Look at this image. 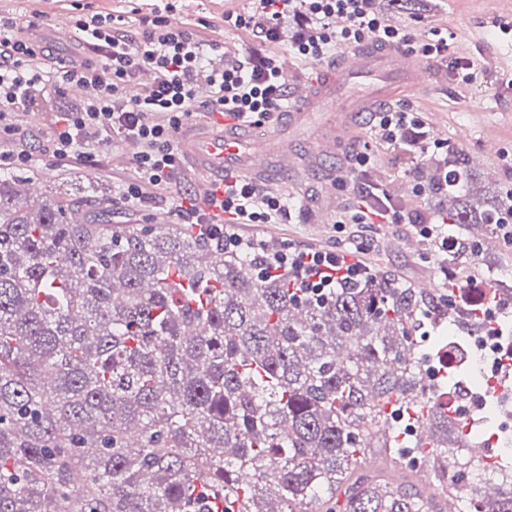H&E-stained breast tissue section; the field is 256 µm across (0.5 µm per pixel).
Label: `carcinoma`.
<instances>
[{
  "instance_id": "obj_1",
  "label": "carcinoma",
  "mask_w": 512,
  "mask_h": 512,
  "mask_svg": "<svg viewBox=\"0 0 512 512\" xmlns=\"http://www.w3.org/2000/svg\"><path fill=\"white\" fill-rule=\"evenodd\" d=\"M28 181L0 176V512H432L409 446L444 496L493 471L478 512H512V460L448 478L464 431L415 344L434 301L379 272L319 297L262 250L114 231ZM501 199L466 181L438 218L485 225ZM422 407L436 440L388 412Z\"/></svg>"
}]
</instances>
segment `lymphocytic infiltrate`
Here are the masks:
<instances>
[{
	"mask_svg": "<svg viewBox=\"0 0 512 512\" xmlns=\"http://www.w3.org/2000/svg\"><path fill=\"white\" fill-rule=\"evenodd\" d=\"M253 12L226 11V28L253 33L259 47L236 51L223 67L204 62V39L183 23L172 22L167 10L153 8L141 20L138 34H129L124 15H93L77 20L88 49L85 58L47 64L41 41L26 32L18 17L0 15V170L25 167L32 155L15 143L21 117L30 111V96L46 78L59 90L78 85L86 90L81 108L57 117L48 139L54 157L72 159L91 141L111 147L120 141L134 149L133 174L124 197L143 204L161 191L183 167L178 136L197 112L232 118L245 126H263L278 119L285 101L288 75L281 65L284 52L310 64L327 61L338 46L403 45L429 59L447 54L446 27H432L427 39L415 40L407 29L389 24L379 0H253ZM293 28L292 43L282 47L284 25ZM375 144L353 158L364 172L378 160L379 149H398L412 158L449 157L447 143L437 138L422 113L404 109L377 113ZM365 203L337 213V229L380 222L405 224L433 242L439 254H477L478 246L449 235L446 222L433 223L394 205L379 187L368 186ZM203 210L213 223L282 224L291 217L290 203L280 193L260 188L247 177H228ZM368 246L357 243L354 261L330 250L296 249L288 256L303 287L317 292L356 280L359 261ZM444 305L485 335L496 337L498 369L512 367V330L497 326L494 310L504 305L492 297L479 274H470L462 287L442 297Z\"/></svg>",
	"mask_w": 512,
	"mask_h": 512,
	"instance_id": "1",
	"label": "lymphocytic infiltrate"
}]
</instances>
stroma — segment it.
Here are the masks:
<instances>
[{
    "label": "stroma",
    "mask_w": 512,
    "mask_h": 512,
    "mask_svg": "<svg viewBox=\"0 0 512 512\" xmlns=\"http://www.w3.org/2000/svg\"><path fill=\"white\" fill-rule=\"evenodd\" d=\"M440 7L433 12L395 13L392 22L407 27L416 36L427 35L434 20L447 22L452 35L451 47L444 57L426 60L433 69L431 84L421 92H411L396 99V106L425 113L436 137L446 140L455 155L464 157L476 171L474 191L485 194L512 185V38L501 33V25L512 21V0H500L497 14L486 11V0H438ZM171 17L188 27L204 32L208 39L225 43L233 49L241 44L254 43L253 35L227 31L222 26L225 10L250 11V0H172ZM148 0H0V10L12 13L21 20L40 19L34 30L42 37L54 55L82 56L84 44L80 33L70 40L56 36L57 24L72 22L90 14L109 15L121 12H148ZM467 57L484 65L483 83L462 87L452 78L455 58ZM55 119L51 112H35L24 117L22 135L33 148L32 161L26 174L35 178L38 191L55 189L61 198L79 197L92 201L108 192L112 195V226L131 228L142 224H179L183 218L176 210V201L183 195H195V183L175 179L166 191L149 203L133 205L121 197V186L129 175L130 147L113 143L103 149L89 144L86 157L67 162L54 159L47 150L46 139ZM374 141L373 124L361 117L352 137L343 140L334 156L320 158L316 164L299 168L285 175H271L267 184L279 187L293 196L292 220L287 224H261L243 227V234L267 238L276 235L284 245L296 248L339 247L347 249L351 240L336 232L333 223L336 213L356 202L353 193L334 187L332 173L337 166L348 163L350 155L363 150ZM425 160L413 162L387 152L367 174V181L382 184L394 199L409 211L432 218L437 208L445 205L443 196L433 193L411 196L406 187L418 181ZM389 242L377 247L373 264L381 271L394 275L405 287H414L422 280L442 287L438 259H426V243L409 247L413 237L409 226L396 224L389 228ZM456 271L465 276L471 265L494 268L502 279L512 283V259L505 257L499 241L484 244L478 256L461 252L454 259ZM471 328L463 320H425L417 332V348L423 355L428 371L425 384L434 391L447 386L446 379L436 378L441 336L453 333L469 335Z\"/></svg>",
    "instance_id": "stroma-1"
}]
</instances>
